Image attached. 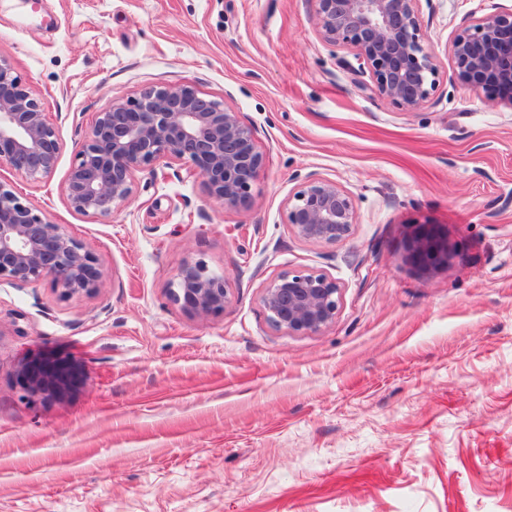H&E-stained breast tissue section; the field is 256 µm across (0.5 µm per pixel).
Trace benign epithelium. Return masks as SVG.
Masks as SVG:
<instances>
[{"label": "benign epithelium", "mask_w": 512, "mask_h": 512, "mask_svg": "<svg viewBox=\"0 0 512 512\" xmlns=\"http://www.w3.org/2000/svg\"><path fill=\"white\" fill-rule=\"evenodd\" d=\"M323 42L349 50L357 75L382 100L401 109L427 102L438 86L439 59L427 44L421 0H311ZM453 80L512 108V11L485 15L449 43ZM63 143L44 102L0 56V163L40 182L54 171ZM164 160L193 167L210 200L226 209L249 206L264 170L253 130L224 101L207 97L191 81L151 84L114 98L95 113L61 187L66 203L91 218H109L134 193L139 173H155ZM357 223L353 194L311 175L288 196L286 224L293 235L333 245ZM407 251L426 270L448 264V244L430 235L412 238ZM17 288L47 281L62 300L98 292L104 271L98 257L0 181V281ZM171 301L199 318L216 317L230 302L226 277L205 262L188 261L169 287ZM278 329L316 332L336 320L340 284L315 271H286L261 298ZM67 372L62 361L32 359L17 372L28 398L55 397Z\"/></svg>", "instance_id": "7a95c632"}]
</instances>
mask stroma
Segmentation results:
<instances>
[{"label":"stroma","instance_id":"stroma-1","mask_svg":"<svg viewBox=\"0 0 512 512\" xmlns=\"http://www.w3.org/2000/svg\"><path fill=\"white\" fill-rule=\"evenodd\" d=\"M0 0V56L44 100L64 148L43 183L0 179L100 260L94 296L0 282V512H512V109L451 80L447 47L512 0H421L440 59L429 101L372 97L326 45L310 0ZM189 80L254 130L252 204L209 201L178 162L136 178L108 219L61 194L109 100ZM356 200L350 237L297 239L309 175ZM423 231L447 267L409 258ZM230 302L199 319L168 284L187 261ZM335 278L342 305L308 334L271 326L266 283ZM33 358L70 382L30 403Z\"/></svg>","mask_w":512,"mask_h":512}]
</instances>
